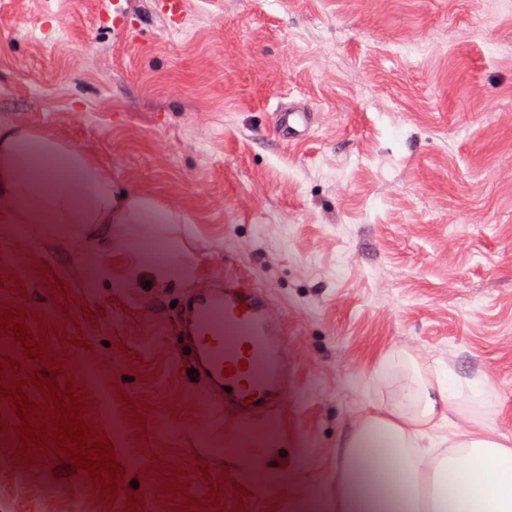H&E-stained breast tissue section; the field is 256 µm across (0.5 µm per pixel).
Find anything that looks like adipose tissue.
I'll return each mask as SVG.
<instances>
[{
	"label": "adipose tissue",
	"instance_id": "adipose-tissue-1",
	"mask_svg": "<svg viewBox=\"0 0 512 512\" xmlns=\"http://www.w3.org/2000/svg\"><path fill=\"white\" fill-rule=\"evenodd\" d=\"M1 224H167L169 212L143 198L115 197L112 181L84 151L17 124H0ZM377 377L397 375L393 398L336 448L334 494L302 492L289 512H512V438L497 433L491 417L467 432L437 436L453 424L460 388L485 402L495 396L488 379L463 381L443 363L422 368L406 349L386 354ZM396 457L398 478L374 488L362 476Z\"/></svg>",
	"mask_w": 512,
	"mask_h": 512
}]
</instances>
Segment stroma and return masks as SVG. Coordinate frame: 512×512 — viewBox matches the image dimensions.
<instances>
[{"mask_svg":"<svg viewBox=\"0 0 512 512\" xmlns=\"http://www.w3.org/2000/svg\"><path fill=\"white\" fill-rule=\"evenodd\" d=\"M116 1L128 32L98 23ZM288 101L318 114L299 144L273 129ZM0 123L174 217L0 224V307L62 366L11 334L0 358L74 382L122 467L108 505L66 460L14 462L9 435L0 512H288L331 488L399 348L488 378L512 437V0H188L177 25L161 0H0ZM228 265L272 288L298 373L280 426L231 452L170 331Z\"/></svg>","mask_w":512,"mask_h":512,"instance_id":"obj_1","label":"stroma"}]
</instances>
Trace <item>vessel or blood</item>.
Masks as SVG:
<instances>
[{
	"mask_svg": "<svg viewBox=\"0 0 512 512\" xmlns=\"http://www.w3.org/2000/svg\"><path fill=\"white\" fill-rule=\"evenodd\" d=\"M315 119L310 108L288 102L280 104L274 127L297 142ZM172 331L228 439L267 429L287 409L297 390L293 338L269 288L239 274L204 280L185 290ZM242 361L247 370L224 376L226 365Z\"/></svg>",
	"mask_w": 512,
	"mask_h": 512,
	"instance_id": "b4317fda",
	"label": "vessel or blood"
}]
</instances>
